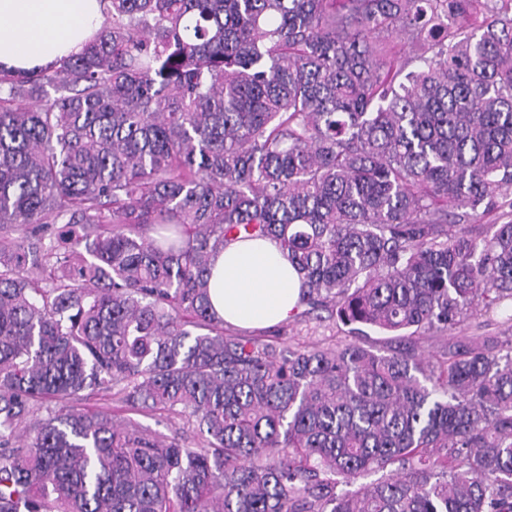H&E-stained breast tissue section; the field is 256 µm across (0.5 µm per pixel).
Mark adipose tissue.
Wrapping results in <instances>:
<instances>
[{
	"label": "adipose tissue",
	"mask_w": 512,
	"mask_h": 512,
	"mask_svg": "<svg viewBox=\"0 0 512 512\" xmlns=\"http://www.w3.org/2000/svg\"><path fill=\"white\" fill-rule=\"evenodd\" d=\"M104 9V0H0V66H53L97 33ZM300 287L275 241L238 240L214 260L210 300L229 324L268 327L293 315Z\"/></svg>",
	"instance_id": "obj_1"
}]
</instances>
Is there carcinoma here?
<instances>
[{
    "label": "carcinoma",
    "instance_id": "carcinoma-1",
    "mask_svg": "<svg viewBox=\"0 0 512 512\" xmlns=\"http://www.w3.org/2000/svg\"><path fill=\"white\" fill-rule=\"evenodd\" d=\"M108 2L0 72V512H512V344L421 345L512 301V0ZM240 239L399 345L226 324ZM89 405H96L115 414L117 418L132 417L148 432H159L166 435L178 434L182 438V443L194 447L197 439L193 433L192 426L186 419L171 413L148 412L141 414H131L124 411L122 405L109 397H94L86 401Z\"/></svg>",
    "mask_w": 512,
    "mask_h": 512
}]
</instances>
